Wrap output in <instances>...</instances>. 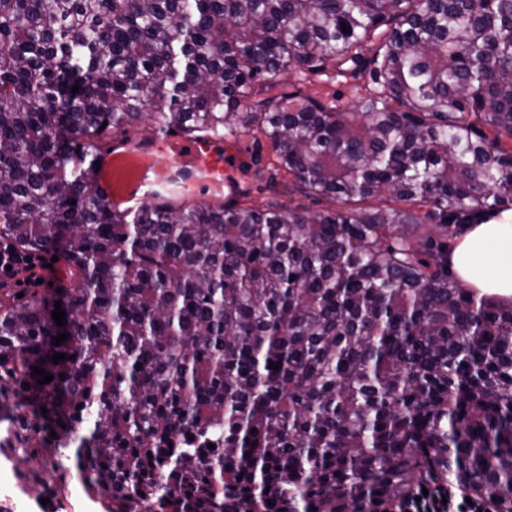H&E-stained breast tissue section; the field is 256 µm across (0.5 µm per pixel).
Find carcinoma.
Returning a JSON list of instances; mask_svg holds the SVG:
<instances>
[{"instance_id": "carcinoma-1", "label": "carcinoma", "mask_w": 512, "mask_h": 512, "mask_svg": "<svg viewBox=\"0 0 512 512\" xmlns=\"http://www.w3.org/2000/svg\"><path fill=\"white\" fill-rule=\"evenodd\" d=\"M330 69L377 88L249 102ZM147 106L262 136L333 206L120 207L100 138ZM508 207L512 0H0V239L76 280L62 327L0 293V455L33 485L73 447L105 512H370L450 476L512 504V304L448 267Z\"/></svg>"}]
</instances>
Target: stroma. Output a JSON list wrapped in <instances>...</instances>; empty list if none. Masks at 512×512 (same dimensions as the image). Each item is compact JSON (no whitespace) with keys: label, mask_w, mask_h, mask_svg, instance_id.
<instances>
[{"label":"stroma","mask_w":512,"mask_h":512,"mask_svg":"<svg viewBox=\"0 0 512 512\" xmlns=\"http://www.w3.org/2000/svg\"><path fill=\"white\" fill-rule=\"evenodd\" d=\"M369 75H343L329 70L307 79L293 72L284 75L280 84L259 91V98H268L300 87L303 93L350 108L360 92L370 86ZM100 147L106 154L100 185L114 202L126 207L138 206L160 193L179 204L223 203L227 193L225 177L214 172L216 162L230 155L249 157L251 151L260 150L263 168L275 167V154L270 145L256 147L250 133L239 135L230 142H216L209 154H197L191 139L181 134L161 131L157 120L145 118L125 135L105 137ZM244 201L247 206L262 209L269 201L299 206L310 212L326 209L327 200L316 201L300 192L287 174L275 178L248 179ZM66 496L40 503L37 487L22 484L14 473V464L0 456V502L11 499L24 504L25 512H104L102 504L89 498L81 489L79 479H71Z\"/></svg>","instance_id":"1"}]
</instances>
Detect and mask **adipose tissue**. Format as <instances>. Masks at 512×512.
<instances>
[{
  "label": "adipose tissue",
  "mask_w": 512,
  "mask_h": 512,
  "mask_svg": "<svg viewBox=\"0 0 512 512\" xmlns=\"http://www.w3.org/2000/svg\"><path fill=\"white\" fill-rule=\"evenodd\" d=\"M448 265L465 287L512 301V209L469 225L449 255Z\"/></svg>",
  "instance_id": "ef3b65f1"
}]
</instances>
